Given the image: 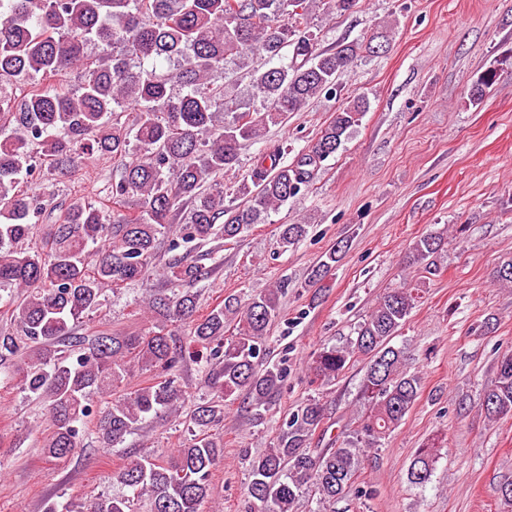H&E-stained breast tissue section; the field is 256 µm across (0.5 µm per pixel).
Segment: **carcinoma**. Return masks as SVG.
I'll return each mask as SVG.
<instances>
[{
	"mask_svg": "<svg viewBox=\"0 0 512 512\" xmlns=\"http://www.w3.org/2000/svg\"><path fill=\"white\" fill-rule=\"evenodd\" d=\"M359 0H0V119L15 123L0 133V286L13 288L8 303L12 330L0 332L5 378L45 406L44 453L56 463L80 447L90 417L106 447L124 441L149 416H176L187 398L177 376L185 356H205V384L212 398L197 403L190 419L199 429L191 442L170 451L145 448L112 474L122 492L60 503L42 512H204L211 469L224 441L209 429L224 422V402L246 392L258 417L275 405L287 368L266 358L264 344L281 313L283 286L254 295L228 294L197 315L196 295L182 289L208 270L175 251L214 239L226 243L270 212L309 192L322 163L335 156L369 103L358 96L342 104L308 150L292 163L288 149L262 156L225 203L224 175L235 171L241 150L270 124L302 111L322 92H336L337 77L358 51L389 45L393 24L365 44L321 50L311 31L316 8L345 13ZM93 43L98 53L87 55ZM256 50L264 67L251 77L260 107L240 110L225 95V66ZM173 64L157 73V61ZM78 71L76 89L42 81ZM486 69L468 91L480 104L497 81ZM26 85L16 98L10 89ZM127 159L112 181V204L133 210L117 220L76 199L49 225L36 247H23L43 223L42 200L24 180L47 166L66 175L83 160ZM306 224H282L286 251L307 235ZM171 236L172 258L155 263L158 236ZM442 237L428 233L409 247L407 265L432 274ZM346 245L330 247L312 266L310 288L324 287ZM154 275L174 288L148 289L151 326L128 335L79 333L107 290L145 284ZM420 299L405 283L377 298L341 345L314 353L312 369L333 381L356 358L366 360L359 388L358 428L329 448L311 440L326 424L325 405L309 399L279 427L273 446L251 461L248 494L254 512H293L301 489L313 488L321 504L345 496L364 455L396 430L415 405L421 378L406 366L405 351L391 344ZM152 373L131 386L135 374ZM486 417L512 414V351L498 360L494 384L480 396ZM438 442L417 449L408 469L416 486L431 481Z\"/></svg>",
	"mask_w": 512,
	"mask_h": 512,
	"instance_id": "cac0c4a2",
	"label": "carcinoma"
}]
</instances>
